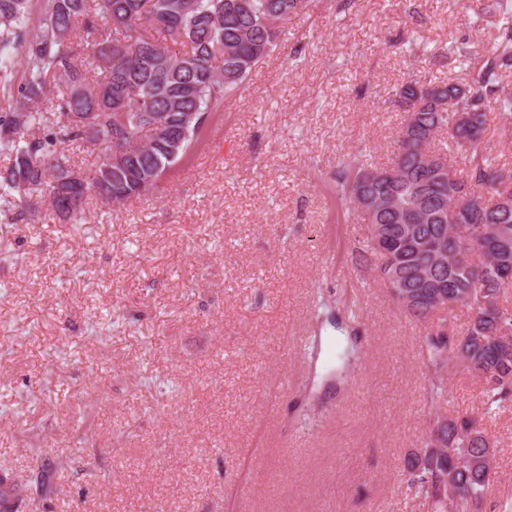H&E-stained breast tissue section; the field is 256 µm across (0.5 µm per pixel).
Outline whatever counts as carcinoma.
<instances>
[{"label": "carcinoma", "mask_w": 512, "mask_h": 512, "mask_svg": "<svg viewBox=\"0 0 512 512\" xmlns=\"http://www.w3.org/2000/svg\"><path fill=\"white\" fill-rule=\"evenodd\" d=\"M29 0H0V86L11 92L13 111L0 113V152L13 156L0 171V191L21 197L17 218L32 214L38 203L29 191L47 185L48 204L60 215L82 210L85 194L108 184L113 195L105 202L126 203L144 194V182L156 183L173 167L168 138L160 132L146 135L149 145H138L144 127L160 123L168 130L180 127L186 112L204 127L217 107L241 90L252 69L278 44L284 24L305 13L309 0H46L38 29L29 32ZM179 44L177 52L171 45ZM512 28L502 34V50L478 61L466 83L421 85L411 81L402 97L413 102L416 124L412 142L397 140L391 168L397 177L370 182L371 168L358 156L347 159L336 178V190L351 203L369 200L362 211L370 224L369 250L360 261L374 268L402 310L427 323L436 314L467 307L472 318L465 335L457 339L439 328L426 327L421 358L433 380L430 403L447 401L444 382L449 362L458 351L465 369L483 382L486 413L512 403V312L500 307L502 291L512 288L496 275L512 269V209L502 211L500 194L505 169L482 153L480 140L487 124V102L493 100L512 116V91L500 82L512 69ZM92 46L91 58L84 47ZM24 65V80L13 86L16 62ZM69 91L57 103L58 114L84 118L104 113V122L79 126L61 124L44 137L31 134L43 122L38 105L53 82ZM472 113L470 129L462 133L452 123L459 104ZM447 137L435 143L442 133ZM469 140L466 147L463 140ZM81 140L104 148L127 149L136 166L125 171L102 163L92 182L76 191L67 182L75 171L57 153L56 144ZM446 160L470 153L469 177L448 167L456 181L423 171L419 145ZM51 180H46V174ZM490 190L481 210L457 215L448 206L449 193L473 192L472 184ZM390 245L382 253L376 239ZM443 431L440 444L425 443L408 459L412 486L431 512H448L450 496L462 512H482L486 486L493 472L485 464L487 449L495 448L469 416L429 418L428 434ZM25 489L0 469V512H15Z\"/></svg>", "instance_id": "1"}]
</instances>
